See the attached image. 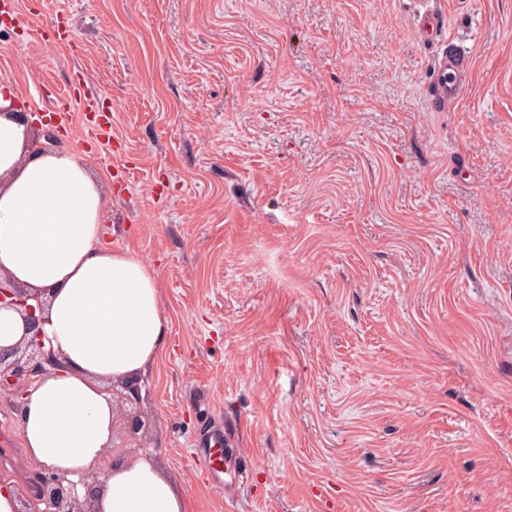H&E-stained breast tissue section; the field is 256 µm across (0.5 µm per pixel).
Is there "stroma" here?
Segmentation results:
<instances>
[{
    "mask_svg": "<svg viewBox=\"0 0 512 512\" xmlns=\"http://www.w3.org/2000/svg\"><path fill=\"white\" fill-rule=\"evenodd\" d=\"M11 2L0 81L44 114L81 75L111 111L109 144L76 109L53 143L167 318L114 460L149 450L192 512H512V0ZM214 424L228 495L194 460ZM41 479L0 395V482ZM465 68L466 60L464 58L448 52L443 53L438 61L432 93L436 106H445L459 97L461 93V74ZM211 438L214 439L213 445L210 444ZM223 446L224 432L221 431L217 436L207 439L208 449L201 452L196 460L202 468L208 470L213 485L227 492L229 487H236L244 481L247 470L242 468V448H222ZM224 474L228 475V480L224 479Z\"/></svg>",
    "mask_w": 512,
    "mask_h": 512,
    "instance_id": "obj_1",
    "label": "stroma"
}]
</instances>
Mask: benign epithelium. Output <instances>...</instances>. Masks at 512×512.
<instances>
[{"mask_svg": "<svg viewBox=\"0 0 512 512\" xmlns=\"http://www.w3.org/2000/svg\"><path fill=\"white\" fill-rule=\"evenodd\" d=\"M32 298L33 295L26 289L0 276V310H15L24 320L23 339L13 345H0V394L13 398L17 408L25 394V380L45 370L47 365H57L56 357L45 350L43 344V318L38 314L42 310L43 301L39 299L37 305L33 306L29 304ZM118 399L125 405L119 414V427L128 437L136 438L146 429V421L139 410L140 393L137 384H121ZM96 486L97 479L93 476L84 475L74 481L55 474L49 475L42 479L40 486L44 512H92L90 503Z\"/></svg>", "mask_w": 512, "mask_h": 512, "instance_id": "obj_1", "label": "benign epithelium"}]
</instances>
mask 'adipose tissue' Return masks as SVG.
<instances>
[{
  "instance_id": "adipose-tissue-1",
  "label": "adipose tissue",
  "mask_w": 512,
  "mask_h": 512,
  "mask_svg": "<svg viewBox=\"0 0 512 512\" xmlns=\"http://www.w3.org/2000/svg\"><path fill=\"white\" fill-rule=\"evenodd\" d=\"M98 177L71 150H36L0 114V275L45 292L57 366L34 376L19 409L31 464L70 479L99 475L94 512H188L187 494L150 455L111 457L112 385L145 376L167 320L155 272L103 244Z\"/></svg>"
}]
</instances>
